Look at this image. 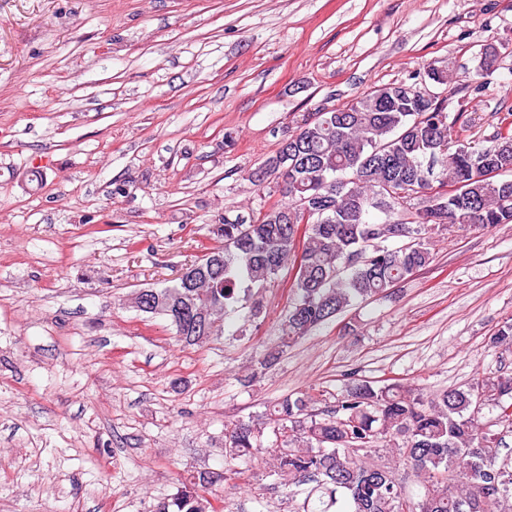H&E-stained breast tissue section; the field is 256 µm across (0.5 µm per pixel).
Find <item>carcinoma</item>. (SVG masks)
<instances>
[{
    "mask_svg": "<svg viewBox=\"0 0 512 512\" xmlns=\"http://www.w3.org/2000/svg\"><path fill=\"white\" fill-rule=\"evenodd\" d=\"M475 67L479 90L494 69ZM297 123L259 169L256 191L276 180L284 204L219 217L214 244L171 285L136 291L131 307L166 318L177 340L196 345L224 334V314L267 287L283 268L296 271L282 339L294 342L358 301L429 266L428 236L457 225L512 223V121L481 147L462 139L436 97L406 83L381 85ZM385 214L370 220L372 211ZM391 238L410 242L389 248ZM512 346V322L489 337ZM308 388L268 408L264 423L224 426L225 459H264L267 473L305 494L299 512H512V448L497 425L512 428V371L485 373L464 387L426 396L400 382L373 385L344 375L335 404ZM496 415L482 420L484 408ZM418 487L406 489L399 470ZM228 472L201 471L154 512H217L212 495Z\"/></svg>",
    "mask_w": 512,
    "mask_h": 512,
    "instance_id": "1",
    "label": "carcinoma"
}]
</instances>
